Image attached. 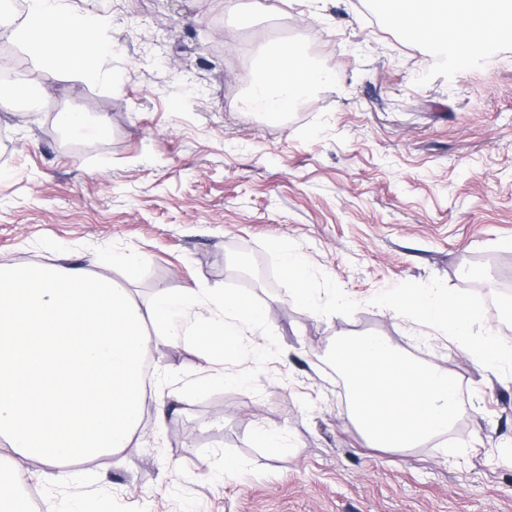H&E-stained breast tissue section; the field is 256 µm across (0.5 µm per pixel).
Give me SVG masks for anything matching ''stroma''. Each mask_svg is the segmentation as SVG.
<instances>
[{"instance_id":"35a3bbf8","label":"stroma","mask_w":512,"mask_h":512,"mask_svg":"<svg viewBox=\"0 0 512 512\" xmlns=\"http://www.w3.org/2000/svg\"><path fill=\"white\" fill-rule=\"evenodd\" d=\"M112 20L104 80L69 75L42 101L0 89V265L57 256L94 268L141 306L199 285L266 308L265 363L249 389L209 385L193 349L154 337L145 434L67 463L54 484L24 465L46 512H512V367L489 373L445 336L379 302L437 288L483 311L475 335L512 346V35L465 69L388 22L390 0H70ZM294 46L334 80L297 120L241 112L258 68L240 45ZM82 107L80 130L56 113ZM309 263L313 311L277 252ZM374 332L464 385L452 442L374 448L326 362L334 338ZM263 427L297 447H256ZM240 463L223 470L225 457Z\"/></svg>"}]
</instances>
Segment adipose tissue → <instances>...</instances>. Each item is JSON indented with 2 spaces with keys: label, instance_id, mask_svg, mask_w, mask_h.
Segmentation results:
<instances>
[{
  "label": "adipose tissue",
  "instance_id": "ef3b65f1",
  "mask_svg": "<svg viewBox=\"0 0 512 512\" xmlns=\"http://www.w3.org/2000/svg\"><path fill=\"white\" fill-rule=\"evenodd\" d=\"M390 20L405 38L424 35L436 53L458 66L489 46L481 34L488 20L502 18L512 0H402ZM107 16L70 8L67 0H26L21 21L0 17V27L38 64L39 75L17 90L20 99L41 98L48 82L64 74L83 83L102 77L113 51ZM330 75L308 66L293 48L270 51L256 93L242 110L280 114L296 99L311 97ZM124 265L136 273L140 260L115 255L96 270L58 262L0 267V512H29L19 484L25 461L38 459L53 477L71 459L90 464L127 447L143 433L147 401L145 359L153 335L191 345L216 370L212 384L248 387L241 373L221 371L227 357L245 352L266 360L259 328L267 313L246 297H216L201 287L158 293L141 307L108 274ZM386 306L448 335L490 372L512 362L493 333L474 335L483 314L460 297L431 290L408 291Z\"/></svg>",
  "mask_w": 512,
  "mask_h": 512
}]
</instances>
